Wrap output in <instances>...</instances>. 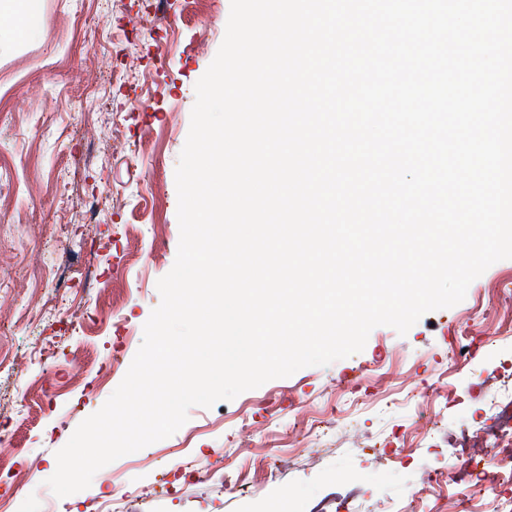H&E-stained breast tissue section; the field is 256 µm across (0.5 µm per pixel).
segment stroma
Masks as SVG:
<instances>
[{
	"instance_id": "stroma-1",
	"label": "stroma",
	"mask_w": 512,
	"mask_h": 512,
	"mask_svg": "<svg viewBox=\"0 0 512 512\" xmlns=\"http://www.w3.org/2000/svg\"><path fill=\"white\" fill-rule=\"evenodd\" d=\"M229 12L230 0L193 8L187 0H42L37 38L0 52V345L26 361L0 377V442L20 451L0 468V494L15 471L34 469L11 512H72L109 494L99 475L64 498L46 481L56 452L124 378L160 303L157 282L180 236L175 168L195 85ZM103 55L113 73L79 81ZM60 276L63 294L54 291ZM501 283L512 284V260L490 266L461 303L423 315L406 334L375 327L360 353L191 407L175 434L110 464L120 493L148 496L145 512H273L287 491L292 512H315L328 496L339 512L405 503L427 473L461 455L449 433L475 420L498 428L486 402L512 368V339L479 344L460 364L448 351L480 294ZM73 311L93 325L71 320ZM77 358L85 372L72 384ZM446 381L456 391L450 404L438 398ZM423 395L440 426L397 457ZM329 403L348 415V439L317 459L280 456L277 477L244 469L233 489L186 476L182 459L215 465L247 432L265 451L303 410Z\"/></svg>"
}]
</instances>
